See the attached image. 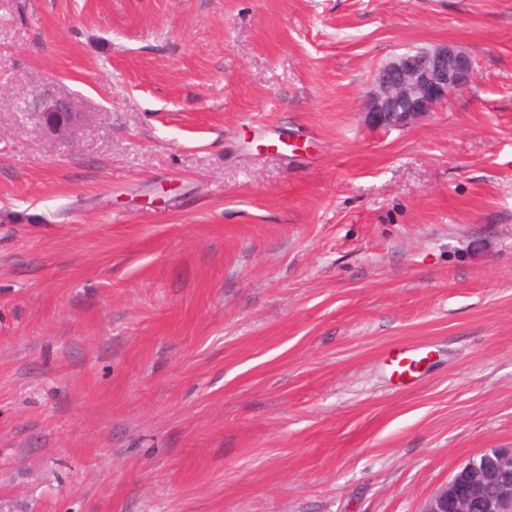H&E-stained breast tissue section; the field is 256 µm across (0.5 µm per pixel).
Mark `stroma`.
<instances>
[{
	"mask_svg": "<svg viewBox=\"0 0 512 512\" xmlns=\"http://www.w3.org/2000/svg\"><path fill=\"white\" fill-rule=\"evenodd\" d=\"M445 43L472 85L372 126ZM486 448L512 0H0V512H420ZM475 75L473 56L456 45L409 51L377 70L362 112L375 127H406L467 89ZM36 115L45 133L58 139L69 135L80 119V112H72L65 102H55L48 106L41 103Z\"/></svg>",
	"mask_w": 512,
	"mask_h": 512,
	"instance_id": "1",
	"label": "stroma"
}]
</instances>
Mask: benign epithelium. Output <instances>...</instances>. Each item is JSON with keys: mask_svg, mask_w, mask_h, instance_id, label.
I'll return each instance as SVG.
<instances>
[{"mask_svg": "<svg viewBox=\"0 0 512 512\" xmlns=\"http://www.w3.org/2000/svg\"><path fill=\"white\" fill-rule=\"evenodd\" d=\"M475 75L473 56L456 45L409 51L377 70L362 111L375 127H406L467 89ZM37 117L48 136L62 139L80 113L56 102L39 105ZM421 512H512V448H488L469 458Z\"/></svg>", "mask_w": 512, "mask_h": 512, "instance_id": "obj_1", "label": "benign epithelium"}]
</instances>
